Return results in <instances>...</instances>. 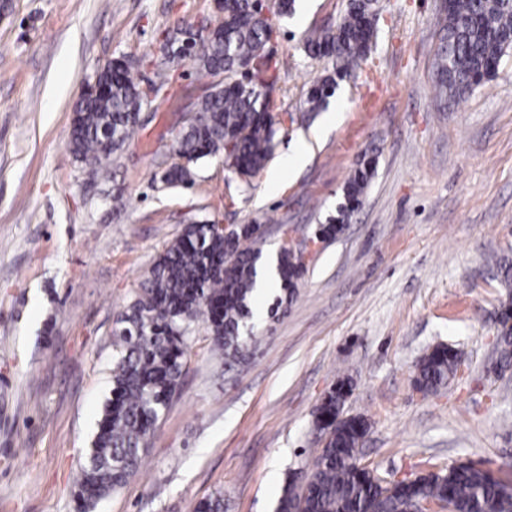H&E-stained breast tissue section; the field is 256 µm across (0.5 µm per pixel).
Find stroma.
Listing matches in <instances>:
<instances>
[{
    "label": "stroma",
    "instance_id": "1",
    "mask_svg": "<svg viewBox=\"0 0 512 512\" xmlns=\"http://www.w3.org/2000/svg\"><path fill=\"white\" fill-rule=\"evenodd\" d=\"M0 13V512H75L80 463L110 393L115 319L166 245L192 220L255 224L265 258L283 235L303 240L335 215L342 187L375 161L363 205L306 261L297 295L259 341L225 365L203 324L188 336L180 388L139 472L95 512H195L223 494L224 512H275L290 472L311 468L313 420L343 378L344 411L370 424L362 461L411 480L512 458V370L492 369L497 315L512 304V55L496 75L440 108L433 59L440 0H375L378 38L340 80L328 109L301 106L327 61L304 40L340 21L347 0H297L266 50L286 61L273 97L275 151L243 182L223 158L190 184L156 188L171 131L212 83L166 59L167 29L214 17V0H9ZM114 58L172 81L105 179L69 153L73 107ZM307 147L303 166L289 159ZM123 194V206L112 197ZM458 350L454 381L423 396L420 357Z\"/></svg>",
    "mask_w": 512,
    "mask_h": 512
}]
</instances>
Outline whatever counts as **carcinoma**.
Listing matches in <instances>:
<instances>
[{"mask_svg":"<svg viewBox=\"0 0 512 512\" xmlns=\"http://www.w3.org/2000/svg\"><path fill=\"white\" fill-rule=\"evenodd\" d=\"M220 10L224 24L219 29L180 27L166 37L175 47L186 45L190 62L215 81L194 103L192 116L172 132L179 161L157 172L164 188L190 183L192 166L216 156L247 179L265 167L273 152V83L264 77L265 70L249 69L271 33L265 5L262 0H222ZM376 36L373 0H349L335 29L305 41L309 58L327 59L333 68L308 88L306 111L327 109L338 81L367 60ZM511 53L512 0H451L441 10L434 60L436 98L445 105L464 98L493 78ZM169 83V73L162 68L157 79L143 82L120 59L97 70L93 90L74 106L68 143L90 179L105 177L107 162L141 126L149 95H159ZM370 177L367 165L345 182L336 217L315 231L316 239H331L343 231L361 206ZM255 232L252 224L242 225L232 236L214 232L206 220L186 225L154 262L141 293L118 314L113 335L120 351L112 366L110 397L81 467L76 492L80 512H93L101 499L138 472L148 441L179 386L189 351L187 335L195 323L205 325L213 349L224 359L240 354L258 293L262 252L247 245L256 241ZM304 270L294 252L279 251V291L271 317L293 299ZM496 352V368L512 366L511 305L501 310ZM459 365L455 348L436 345L416 365L418 390L425 395L437 392L456 378ZM346 395L347 383L341 381L322 398L315 419L325 436L322 448L308 472L288 476L276 512H405L414 498L446 501L453 512H512L507 480L468 462L451 465L444 474L423 476L414 487L380 484L360 464L359 448L369 424L361 416L344 414ZM195 512H224V496L200 501Z\"/></svg>","mask_w":512,"mask_h":512,"instance_id":"obj_1","label":"carcinoma"}]
</instances>
